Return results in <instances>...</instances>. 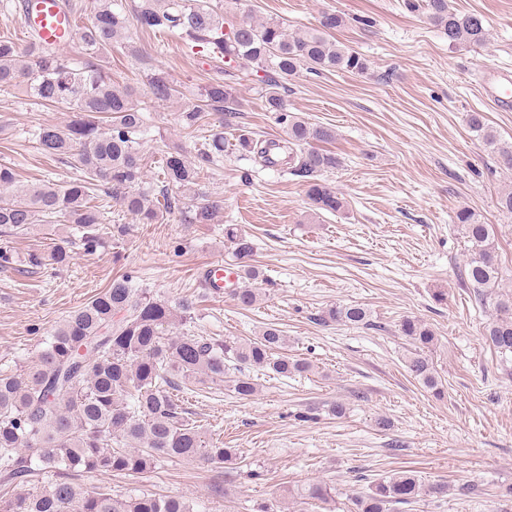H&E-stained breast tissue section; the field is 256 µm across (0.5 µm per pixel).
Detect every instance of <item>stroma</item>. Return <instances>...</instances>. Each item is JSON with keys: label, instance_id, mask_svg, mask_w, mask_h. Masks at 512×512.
I'll return each mask as SVG.
<instances>
[{"label": "stroma", "instance_id": "obj_1", "mask_svg": "<svg viewBox=\"0 0 512 512\" xmlns=\"http://www.w3.org/2000/svg\"><path fill=\"white\" fill-rule=\"evenodd\" d=\"M421 2L241 0L258 18L292 31L315 24L321 11L342 13L347 22L334 40L368 61L363 74L300 71L286 94L290 112L335 133L329 147L340 165L326 177L344 195V211L314 212L285 163L265 166L229 152L201 181L223 205L210 223L186 224L174 213L141 224L109 206L107 223L127 228L114 244L87 248L77 229L60 224L0 235V246L13 252L12 263L0 266V373L30 366L56 325L122 276L173 302L199 295L195 335L254 337L273 323L287 338L286 353L311 365L288 377L254 372L259 391L248 399L224 382L181 387L191 422L208 442L235 449L237 464L167 462L140 481L102 475L85 479V487L106 486L118 497L133 488L185 496L206 512H256L261 503L273 512H346L375 478L414 470L423 484L442 483L448 492L421 496L399 512H500L512 487V365L486 343L490 315L461 283L467 244L453 216L467 207L494 226L502 284L512 291V216L497 207L512 189V171L497 165L467 122L469 113H482L512 142V110L496 108L484 90L489 70L512 68V0H449L458 13L484 17L491 38L480 49L449 43ZM129 34L180 90L178 98L151 104L150 181L162 172L163 151L180 146L194 154L213 132L278 137L274 113L264 111L248 81L236 86L240 112L232 125L213 112L186 134L178 111L218 77L217 68L179 38L136 28ZM69 119L22 92H0V164L25 182L69 179L71 169L42 154L32 138L39 125ZM230 224L250 236L264 274L263 299L249 310L205 291L206 270L236 261L224 236ZM55 244L70 252L68 265L25 273L27 251ZM335 305L367 308L371 326L319 322ZM408 317L438 338L430 357L444 399L407 371L411 346L399 324ZM380 417L389 429H378ZM247 470L259 471V479H245ZM318 480L335 487V503L296 499L298 489Z\"/></svg>", "mask_w": 512, "mask_h": 512}]
</instances>
